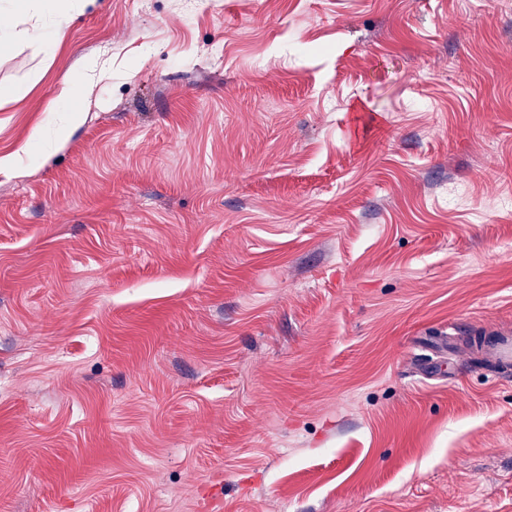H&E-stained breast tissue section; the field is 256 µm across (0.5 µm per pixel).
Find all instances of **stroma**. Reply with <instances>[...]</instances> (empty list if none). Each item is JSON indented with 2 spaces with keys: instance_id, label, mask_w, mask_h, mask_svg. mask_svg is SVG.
<instances>
[{
  "instance_id": "35a3bbf8",
  "label": "stroma",
  "mask_w": 512,
  "mask_h": 512,
  "mask_svg": "<svg viewBox=\"0 0 512 512\" xmlns=\"http://www.w3.org/2000/svg\"><path fill=\"white\" fill-rule=\"evenodd\" d=\"M59 6L0 56V512H512V0ZM103 69L104 66H100L97 60L90 59L61 82L56 95V112H64L65 117L59 129V140L70 136L82 124L83 112L86 110L79 100V91L87 85L97 71L101 72ZM101 74L104 75L103 72ZM485 366L494 372L495 369L512 366V336H498L484 352Z\"/></svg>"
}]
</instances>
